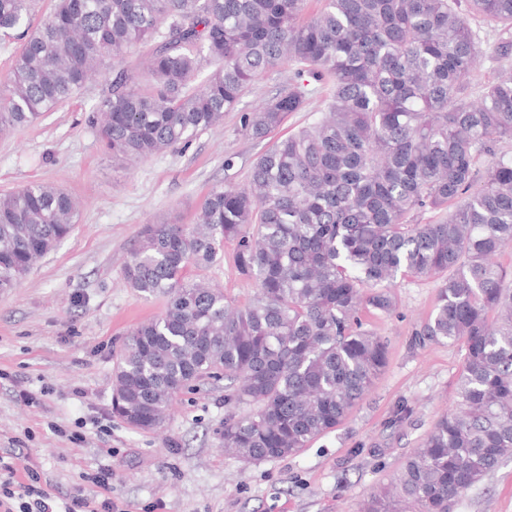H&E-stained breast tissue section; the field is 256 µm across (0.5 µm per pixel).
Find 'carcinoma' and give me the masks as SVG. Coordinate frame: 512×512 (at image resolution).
Returning <instances> with one entry per match:
<instances>
[{"label": "carcinoma", "mask_w": 512, "mask_h": 512, "mask_svg": "<svg viewBox=\"0 0 512 512\" xmlns=\"http://www.w3.org/2000/svg\"><path fill=\"white\" fill-rule=\"evenodd\" d=\"M0 0V32L24 36L0 94V130L67 102L112 72L92 114L114 162L145 160L221 124L267 72L288 83L240 115L263 140L330 96L319 120L273 141L247 184L214 187L197 224H148L123 270L163 296L134 328L113 372L112 413L160 428L184 390L224 380V451L248 461L299 453L335 429L387 364L362 309L390 314L400 272L441 280L423 335L463 345L457 409L406 458L395 491L362 512H453L460 494L512 458V67L474 92L482 54L466 14L512 29V0ZM150 47V79L126 64ZM210 72L196 83L204 68ZM437 219L424 224L420 214ZM77 221L66 191L34 182L0 196V291L16 286ZM235 243L254 285L238 304L194 282L191 268ZM252 406L242 415L239 410Z\"/></svg>", "instance_id": "obj_1"}]
</instances>
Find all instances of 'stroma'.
<instances>
[{"instance_id":"stroma-1","label":"stroma","mask_w":512,"mask_h":512,"mask_svg":"<svg viewBox=\"0 0 512 512\" xmlns=\"http://www.w3.org/2000/svg\"><path fill=\"white\" fill-rule=\"evenodd\" d=\"M469 26L483 50L469 76L476 87L501 64L493 54L501 32L479 18ZM111 80L94 74L53 112L0 133V195L43 182L79 206L72 232L16 288L0 292V454H10L15 481L36 471L61 507L81 472L107 465L119 512H360L456 405L464 350L421 334L439 280L398 275L395 311L361 312L387 344V365L344 422L297 455L259 463L225 454L220 381L181 394L159 431L129 426L112 414L114 356L165 304L127 287L129 252L146 225L192 223L214 186L245 185L266 144L244 137L239 112H228L188 146L113 167L87 122ZM234 251L225 242L200 278L244 303L254 287L239 275ZM21 390L33 402L20 400ZM404 404L412 414L395 423ZM454 512H512V459L462 493Z\"/></svg>"}]
</instances>
